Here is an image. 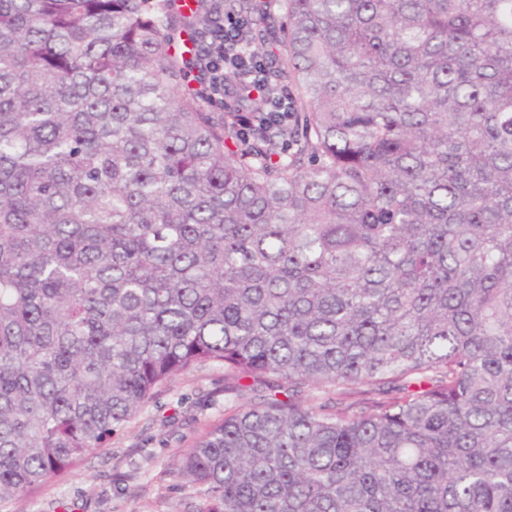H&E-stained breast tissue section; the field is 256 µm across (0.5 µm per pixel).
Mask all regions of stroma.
Listing matches in <instances>:
<instances>
[{
  "mask_svg": "<svg viewBox=\"0 0 512 512\" xmlns=\"http://www.w3.org/2000/svg\"><path fill=\"white\" fill-rule=\"evenodd\" d=\"M230 406L224 367L205 363L161 388L75 473L9 512H188L193 491L173 475L180 458Z\"/></svg>",
  "mask_w": 512,
  "mask_h": 512,
  "instance_id": "1",
  "label": "stroma"
}]
</instances>
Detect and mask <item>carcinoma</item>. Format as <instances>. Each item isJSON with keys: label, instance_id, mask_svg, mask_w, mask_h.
I'll return each mask as SVG.
<instances>
[{"label": "carcinoma", "instance_id": "carcinoma-1", "mask_svg": "<svg viewBox=\"0 0 512 512\" xmlns=\"http://www.w3.org/2000/svg\"><path fill=\"white\" fill-rule=\"evenodd\" d=\"M0 0V505L198 364L195 512H512V0ZM291 119L245 139L283 88ZM238 24H224V20H217L206 32L199 58L202 59L207 66V78L199 84L198 91L202 100L201 105L207 110H219L222 105H211L206 102H217L224 100V70L227 67L239 68L240 57L242 54L251 57V67L248 72V79L251 86L258 90L264 91V59L257 55H252L248 50L241 49L237 51L235 44L236 37L233 30ZM225 46V52H224ZM227 47L232 48L237 53L230 54Z\"/></svg>", "mask_w": 512, "mask_h": 512}]
</instances>
